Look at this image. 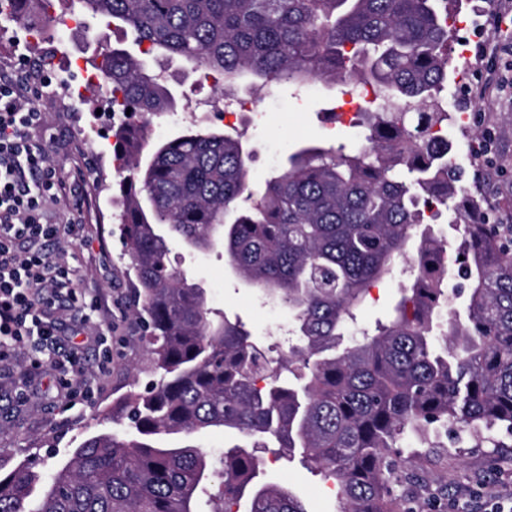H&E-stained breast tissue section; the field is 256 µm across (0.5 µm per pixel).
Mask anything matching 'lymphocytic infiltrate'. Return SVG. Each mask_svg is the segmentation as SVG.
Wrapping results in <instances>:
<instances>
[{
  "label": "lymphocytic infiltrate",
  "instance_id": "obj_1",
  "mask_svg": "<svg viewBox=\"0 0 512 512\" xmlns=\"http://www.w3.org/2000/svg\"><path fill=\"white\" fill-rule=\"evenodd\" d=\"M48 85L39 74L0 76V363L18 343L57 347L53 298L66 297L82 311L90 296L75 271L49 250L75 230L46 213L48 202L65 195L67 182L35 137L43 125L41 110L24 104L20 93L25 87L38 95Z\"/></svg>",
  "mask_w": 512,
  "mask_h": 512
}]
</instances>
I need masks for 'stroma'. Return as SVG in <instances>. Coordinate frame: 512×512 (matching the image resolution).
I'll use <instances>...</instances> for the list:
<instances>
[{
	"label": "stroma",
	"mask_w": 512,
	"mask_h": 512,
	"mask_svg": "<svg viewBox=\"0 0 512 512\" xmlns=\"http://www.w3.org/2000/svg\"><path fill=\"white\" fill-rule=\"evenodd\" d=\"M450 12L459 21L449 45L448 139L456 172L465 194L455 205L466 209L470 223L483 221L482 212L469 209L468 195L487 196L504 216L512 215V0H451ZM23 24L0 21V69L20 73L39 70L36 57L26 54ZM70 60L78 76L89 75L103 49L130 45L119 28L88 20L65 28ZM485 42L487 57L477 63V42ZM153 69H164L177 98L175 111L156 118L153 141L160 142L186 130L211 126L214 116L210 83L180 61L151 56ZM273 106L244 115L229 127L252 154L251 174L261 182L283 167L294 148L325 140L352 142L358 130L337 122L331 108L345 100L335 87L317 84L302 91L280 87L268 95ZM44 128L39 140L51 162L64 174L81 170L84 180L66 206H50L51 216L71 214L78 228L53 247L80 274L83 285L100 302L90 320L65 306L56 315L63 324L65 349H78L82 371L72 384L87 389V399L71 402L59 384L61 373L52 366L33 368L30 347L16 348L11 360L0 364V468L20 462L35 463L43 480L68 462L74 448L89 436L115 432L112 406L131 389H144L152 380L142 327L132 314L131 283L121 260L118 215L123 207L121 175L112 161L121 118L108 111L101 89H94L68 112L52 100L40 99ZM493 146L487 157L475 148L483 138ZM170 261L206 288L211 307L239 316L270 356L288 349V312L278 302L263 298L257 289L239 280L223 249L191 252L177 241L170 244ZM111 327L112 346L104 348L91 335L98 326ZM111 352L106 371L98 365ZM27 401H19L18 389ZM403 471L415 474L418 485L410 496L413 512H512V436L502 432L473 437L455 430L430 445L413 440L400 444ZM264 479L289 487L307 512H338L332 483L305 466L300 458L267 459Z\"/></svg>",
	"instance_id": "stroma-1"
}]
</instances>
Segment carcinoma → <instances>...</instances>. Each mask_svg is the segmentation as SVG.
Here are the masks:
<instances>
[{
    "label": "carcinoma",
    "instance_id": "1",
    "mask_svg": "<svg viewBox=\"0 0 512 512\" xmlns=\"http://www.w3.org/2000/svg\"><path fill=\"white\" fill-rule=\"evenodd\" d=\"M78 14L131 32L141 54L178 57L217 97L323 82L373 89L363 143L302 146L255 185L251 154L219 131L159 144L146 124L176 106L164 72L124 47L98 70L124 116L118 230L133 272L146 354L157 375L118 400L126 437L86 439L46 486L34 467L0 474V512H307L259 480V448L301 451L336 483L341 512H402L398 443L440 428L512 434V224H454L461 306L443 287L448 250L424 213L457 194L440 93L448 80V0H71ZM39 3L10 0L17 17ZM224 255L247 284L288 308L296 342L276 360L207 291L170 264V242ZM418 273L386 321L357 326L370 287L413 240ZM235 430L247 442L207 458L164 435ZM223 487L208 494L213 464Z\"/></svg>",
    "mask_w": 512,
    "mask_h": 512
}]
</instances>
